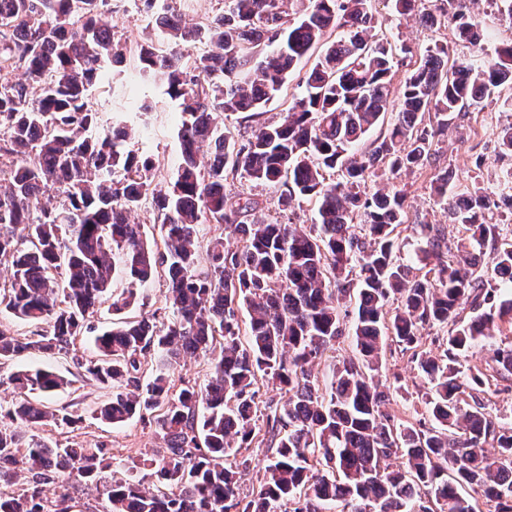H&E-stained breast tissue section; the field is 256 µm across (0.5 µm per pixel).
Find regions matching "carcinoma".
<instances>
[{
	"label": "carcinoma",
	"mask_w": 512,
	"mask_h": 512,
	"mask_svg": "<svg viewBox=\"0 0 512 512\" xmlns=\"http://www.w3.org/2000/svg\"><path fill=\"white\" fill-rule=\"evenodd\" d=\"M106 2L0 0V158L9 159L0 161V265L10 267L0 311L46 325L23 339L0 328V361L69 354L101 305L118 312L135 300L133 288L111 299L116 272L141 285L159 269L167 278L171 317L116 322L95 338V358H73L112 388L97 409L101 421L147 418L165 445L160 456L131 460L128 470L142 477L103 486L100 512H480L481 501L512 512V424L488 411L485 373L459 368L487 345L497 379L512 375V344H493L512 333V231L490 222L501 209L512 215V170L494 193L459 184L450 169L433 176L435 196L463 229L456 251L443 228L422 223L426 246L404 264L394 234L407 218L395 180L430 166L436 137L459 115L512 89V46L491 64L463 67L448 65L446 44L404 47L407 75L396 89L374 0H225L203 25L158 13L154 38L137 45L138 73L159 79L177 104L181 162L157 195L152 160L128 147L123 126L103 124L88 99L128 52L99 23ZM444 2L438 14L422 0L393 6L476 44L480 20L458 0ZM335 29L343 36L326 41ZM166 41L208 50L188 61L159 52ZM304 58L313 60L304 93L286 115L235 138L224 117L259 116ZM378 126L385 131L373 149L355 153ZM489 142L512 157V123L493 129ZM238 177L280 187L284 220L257 217L249 195H227L224 183ZM49 184L52 197L43 193ZM299 199L316 204L308 228L291 221ZM147 204L162 224L161 251L128 221ZM357 219L363 235L351 231ZM203 224L224 226L239 243L211 240L204 270ZM352 300L354 312L343 310ZM427 327L447 329L434 337L439 356L420 349ZM216 336L221 350L203 385L184 380L175 391L162 372L142 381L141 356L153 351L172 367ZM345 338L357 357L318 381L314 367ZM388 339L411 353L427 384L430 428L386 410L378 372ZM263 381L283 399H262ZM9 382L22 399L0 406V512H71L61 474L96 486L112 457L103 444L52 447L18 431L19 423L77 425L81 417L67 409L25 399L64 387L62 376L30 367ZM257 445L272 455L256 493L243 497L246 451ZM147 477L166 490L146 486ZM51 483L60 488L53 499L44 494Z\"/></svg>",
	"instance_id": "carcinoma-1"
}]
</instances>
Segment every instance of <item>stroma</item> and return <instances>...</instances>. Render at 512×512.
Masks as SVG:
<instances>
[{
	"mask_svg": "<svg viewBox=\"0 0 512 512\" xmlns=\"http://www.w3.org/2000/svg\"><path fill=\"white\" fill-rule=\"evenodd\" d=\"M468 12L482 19L486 38L479 45H462L456 42L451 29L431 28L412 18L400 17L389 0H376L382 21V29L396 46L420 49L439 42L448 46L449 62H465L473 55H482L492 61L502 45L512 43V25L502 19L489 0H464ZM105 18L112 26L115 37L136 45L143 40L142 31L148 18L142 0H113L112 9ZM122 82L112 88H99L92 93L95 107L110 112L112 117L124 121L131 135V143L140 154L151 157L157 168L156 181L160 186L169 185L180 163V145L175 107L166 99L161 85L144 80L133 67H125ZM135 96L150 103L153 110L144 117L136 112L123 111L125 97ZM512 122V114L503 112L499 102L488 99L476 108H470L466 117L457 120L444 135L435 141L433 150L437 170L452 169L460 182L479 181L488 183L489 175L502 167H511L512 159H488L485 172H477L472 165L476 154L486 153L488 148L485 126L488 122ZM431 176L427 173H410L400 182L407 191L409 221L398 228L402 255L413 254L422 247L423 240L414 229L419 221H428L444 228L448 240H456L458 228L451 224L448 215L438 203L430 188ZM166 282L158 277L138 286L137 299L123 314L113 313L108 306H101L90 318V328L75 342L77 355L91 357L95 354L93 337L110 328L119 318L138 319L140 314H156L158 319L169 315L165 304ZM48 366L69 381L67 387L57 390L48 400L51 408H67L81 415L82 420L75 429H59L44 425L38 429L22 428V435L38 433L48 444L79 442L87 446L103 443L112 453V473L121 476L123 466L131 459L139 458L146 450L162 449L163 443L156 437L148 423L134 418L124 424L113 426L96 419L95 410L112 396L111 388L83 376L72 358L32 357L22 363L0 366V405H10L12 388L7 382L9 374L17 366ZM381 380L393 393L388 407L408 418L421 417L424 405L418 393L421 384L410 354L401 352L395 343H388L383 360Z\"/></svg>",
	"mask_w": 512,
	"mask_h": 512,
	"instance_id": "obj_1",
	"label": "stroma"
}]
</instances>
